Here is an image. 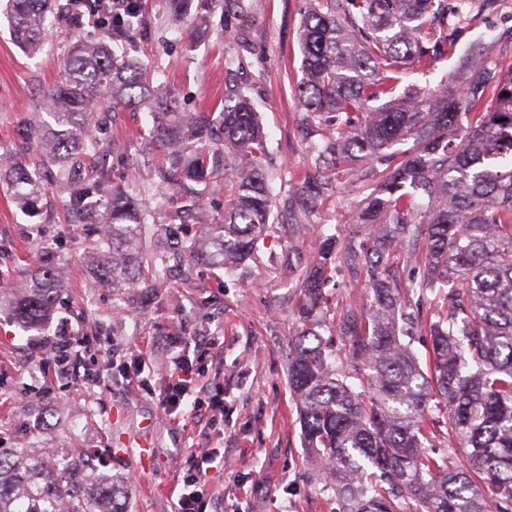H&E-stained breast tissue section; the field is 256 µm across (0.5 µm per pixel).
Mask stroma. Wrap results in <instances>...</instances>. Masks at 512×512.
Returning <instances> with one entry per match:
<instances>
[{
	"label": "stroma",
	"mask_w": 512,
	"mask_h": 512,
	"mask_svg": "<svg viewBox=\"0 0 512 512\" xmlns=\"http://www.w3.org/2000/svg\"><path fill=\"white\" fill-rule=\"evenodd\" d=\"M302 0H244L243 6L207 18L189 14L179 30L163 31L164 0H142L154 33L128 46L145 63L159 67L160 80L174 91L178 108L199 112L222 103L232 88L249 92L267 138L275 195L287 194L295 175L309 171L311 151L302 132L296 96ZM237 30L242 41L229 39ZM100 25L75 28L56 22L40 50L30 54L12 41L0 14V145L19 125L45 111L44 94L61 76V61L80 39L98 37ZM473 50L512 67V31L476 23L457 52L431 73L409 83L437 84L457 70ZM234 59L226 74V59ZM147 116L119 112L106 117L100 138L120 144L112 180L148 184L165 152L144 139ZM40 194L50 204L43 213L0 191V242L16 256L0 283V453L26 444L55 455L103 452L98 466L71 475L74 497L114 486L125 512H172L183 479L197 456L220 455L205 476L208 512H336V494L306 466L296 401L288 382V341L300 328L299 295L293 285L314 262L324 235L355 232L354 198L336 192L319 221L296 230L276 214L274 232L255 258L233 273L197 263L184 274L183 256L173 252L169 272L150 295L103 284L97 265L95 227L76 224L68 195L54 182ZM150 216L140 236L143 272L157 240L176 231L196 232L193 224L170 228L176 199L149 191ZM59 255L58 302L36 327L18 320L11 306L27 291L44 249ZM83 335V360L101 380L56 376L47 352L60 327ZM205 339L197 362V384L222 401L210 419L190 411L166 414L161 405L164 378L176 355L175 342Z\"/></svg>",
	"instance_id": "1"
}]
</instances>
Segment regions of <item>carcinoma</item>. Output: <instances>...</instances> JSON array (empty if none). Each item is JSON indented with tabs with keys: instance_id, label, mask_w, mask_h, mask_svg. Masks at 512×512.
<instances>
[{
	"instance_id": "cac0c4a2",
	"label": "carcinoma",
	"mask_w": 512,
	"mask_h": 512,
	"mask_svg": "<svg viewBox=\"0 0 512 512\" xmlns=\"http://www.w3.org/2000/svg\"><path fill=\"white\" fill-rule=\"evenodd\" d=\"M6 0L15 39L30 51L48 35L47 20L68 14L71 0ZM180 20L193 0H165ZM500 0H304L302 77L296 95L317 137V170L281 200L296 224L320 211L335 185L360 197L357 233L326 237L319 259L295 283L302 328L292 338L289 383L305 448L326 465L338 512H512V74L478 54L437 86H403L410 69L428 72L456 52L462 29L493 13ZM112 27L147 32L141 0H117ZM64 81L46 96L50 120L29 122L3 154L24 163L9 171L13 196L32 202L46 178L67 189L81 224H103L101 277L114 288L141 278V210L110 187L112 153L93 175L74 176L98 142L89 133L99 110L154 114L148 137L167 150L153 187L181 197L186 220L206 212L215 185L234 194L201 220L187 242L159 243L153 277L166 272L171 245L194 262L229 267L249 260L270 230L273 197L264 133L250 96L240 91L221 109L175 114L174 95L153 69L105 40L77 41L63 59ZM342 269L367 282L366 302L336 319L338 345L316 328L328 312L324 287ZM57 260L41 258L40 277L14 312L38 325L56 306ZM429 337L426 368L405 339ZM362 368L374 394L352 390ZM445 428L448 445L468 449L443 458L421 441ZM68 464L46 472L30 457L0 456V512H116L102 490L68 499Z\"/></svg>"
}]
</instances>
